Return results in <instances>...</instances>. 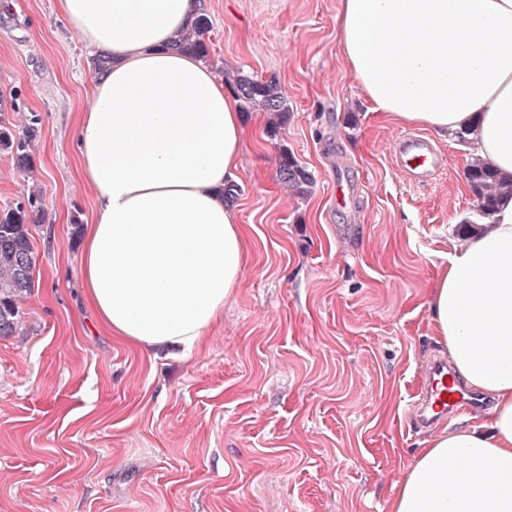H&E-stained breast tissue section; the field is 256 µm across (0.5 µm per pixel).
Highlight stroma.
<instances>
[{"label":"stroma","mask_w":512,"mask_h":512,"mask_svg":"<svg viewBox=\"0 0 512 512\" xmlns=\"http://www.w3.org/2000/svg\"><path fill=\"white\" fill-rule=\"evenodd\" d=\"M205 2L216 72L276 82L289 112L277 138L245 144L242 276L190 353L94 326L71 225L96 207L73 139L91 57L56 0L0 9V93L20 95L0 122L38 117L45 210L30 331L0 338V512H389L433 436L408 407L447 351L427 297L475 213L470 143L430 135L446 165L409 180L393 154L403 125L345 64L340 0ZM284 149L313 174L308 197L279 181Z\"/></svg>","instance_id":"obj_1"}]
</instances>
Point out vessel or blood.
<instances>
[{
  "mask_svg": "<svg viewBox=\"0 0 512 512\" xmlns=\"http://www.w3.org/2000/svg\"><path fill=\"white\" fill-rule=\"evenodd\" d=\"M394 150L401 167L413 182H428L441 167L438 153L424 136H401L396 140ZM480 403L478 395L460 385L447 360L439 359L425 369L423 387L412 405L411 419L416 425L430 429L459 411L475 410Z\"/></svg>",
  "mask_w": 512,
  "mask_h": 512,
  "instance_id": "vessel-or-blood-1",
  "label": "vessel or blood"
}]
</instances>
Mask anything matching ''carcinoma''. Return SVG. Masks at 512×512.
Wrapping results in <instances>:
<instances>
[{
  "label": "carcinoma",
  "mask_w": 512,
  "mask_h": 512,
  "mask_svg": "<svg viewBox=\"0 0 512 512\" xmlns=\"http://www.w3.org/2000/svg\"><path fill=\"white\" fill-rule=\"evenodd\" d=\"M211 30L207 11L196 18L191 32L179 40L178 47L192 52L205 61H210L209 43L206 35ZM238 98L245 112L260 111L268 117L266 133L275 138L288 115V100L273 82H264L244 75L233 77ZM37 119L15 129L0 123V153L9 155L17 168L25 173L32 169L30 147L37 139ZM279 180L288 185L297 195L306 197L314 186V176L291 154H281ZM467 178L477 197L479 217L489 218L494 211L496 195L505 190L497 183L491 169L475 159L467 170ZM43 188L32 190L26 200L15 207L0 212V337L23 336L28 331L20 303L27 299L35 288V257L33 230L43 221Z\"/></svg>",
  "instance_id": "cac0c4a2"
}]
</instances>
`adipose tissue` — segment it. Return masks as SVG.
Wrapping results in <instances>:
<instances>
[{
  "instance_id": "ef3b65f1",
  "label": "adipose tissue",
  "mask_w": 512,
  "mask_h": 512,
  "mask_svg": "<svg viewBox=\"0 0 512 512\" xmlns=\"http://www.w3.org/2000/svg\"><path fill=\"white\" fill-rule=\"evenodd\" d=\"M67 27L112 65L93 73L76 130L95 192L83 230L85 299L113 335L199 348L237 288L247 228L224 195L252 134L213 68L175 43L203 0H58ZM348 69L401 124L465 132L512 184V0H341ZM468 386L493 397L422 448L390 512H512V193L453 244L429 299Z\"/></svg>"
}]
</instances>
